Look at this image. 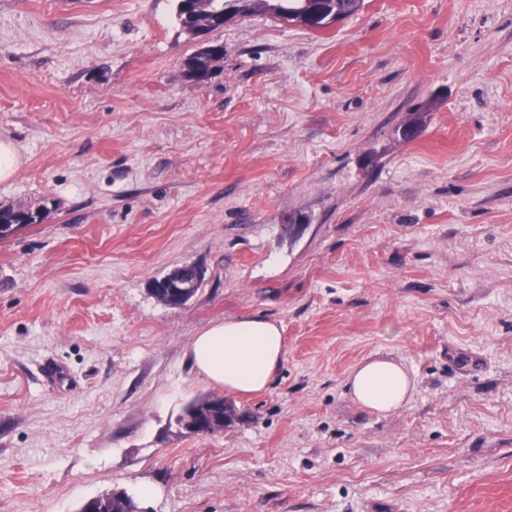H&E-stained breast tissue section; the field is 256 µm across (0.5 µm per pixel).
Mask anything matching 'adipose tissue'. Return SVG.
<instances>
[{"label":"adipose tissue","instance_id":"ef3b65f1","mask_svg":"<svg viewBox=\"0 0 512 512\" xmlns=\"http://www.w3.org/2000/svg\"><path fill=\"white\" fill-rule=\"evenodd\" d=\"M188 354L195 372L214 386L237 393L265 391L284 358L283 328L261 315L229 318L194 336ZM347 388L359 405L383 415L409 403L416 380L399 361L374 356L350 372Z\"/></svg>","mask_w":512,"mask_h":512}]
</instances>
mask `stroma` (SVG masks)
Returning a JSON list of instances; mask_svg holds the SVG:
<instances>
[{
	"label": "stroma",
	"instance_id": "1",
	"mask_svg": "<svg viewBox=\"0 0 512 512\" xmlns=\"http://www.w3.org/2000/svg\"><path fill=\"white\" fill-rule=\"evenodd\" d=\"M176 4L0 0V207L44 215L0 239V512H512V0L239 15L203 83ZM253 314L274 384L184 436L192 337ZM371 356L416 377L386 416ZM196 269L197 268L194 266H183L173 269L171 275H181L191 281L195 278ZM189 281H174L164 277L158 279L157 281H153L151 285L153 289L168 288L170 292L176 294L177 296H181L182 303L184 300L188 299L189 294L194 291V288H196L197 285V282L190 283ZM181 303L177 304L176 306L183 305ZM350 396L363 408L378 414L395 412L409 403L415 389L413 374L399 361L370 357L349 374ZM104 500V508H101L100 505H102V502ZM110 504H112V508L116 511H123V512H140L142 511L141 508L138 506L135 499L127 494L126 492L122 491L121 495L118 497V504L113 505L112 503V496L111 492H106L103 495L101 494V497L97 499V501L93 502L91 505L87 507L88 512H108L112 508H110Z\"/></svg>",
	"mask_w": 512,
	"mask_h": 512
}]
</instances>
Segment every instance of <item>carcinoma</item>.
<instances>
[{
    "instance_id": "obj_1",
    "label": "carcinoma",
    "mask_w": 512,
    "mask_h": 512,
    "mask_svg": "<svg viewBox=\"0 0 512 512\" xmlns=\"http://www.w3.org/2000/svg\"><path fill=\"white\" fill-rule=\"evenodd\" d=\"M364 0H198V5L188 12L177 0V19L182 29L190 36L199 39V49L187 60V72L197 81H204L212 73L213 64L224 56V47L205 39L209 33L224 26V10L233 9L239 14L273 13L279 17L298 19L303 14L314 11L327 18L335 15L343 19L357 13ZM44 219L39 212L0 209V238L14 230L16 224H37ZM141 512L135 499L121 492L118 504L112 505L111 493L106 492L87 507V512Z\"/></svg>"
}]
</instances>
